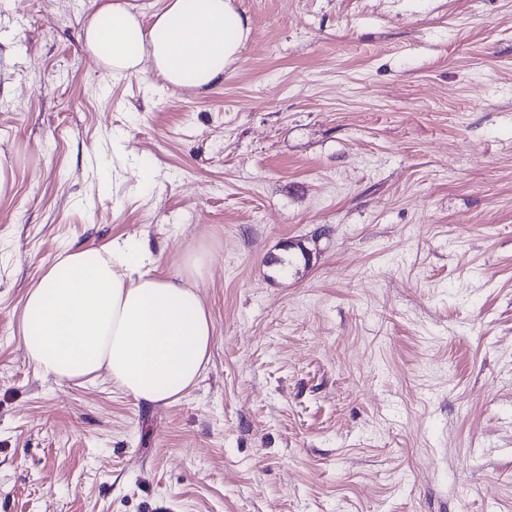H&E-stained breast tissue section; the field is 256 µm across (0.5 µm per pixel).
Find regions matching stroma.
I'll use <instances>...</instances> for the list:
<instances>
[{
    "label": "stroma",
    "mask_w": 512,
    "mask_h": 512,
    "mask_svg": "<svg viewBox=\"0 0 512 512\" xmlns=\"http://www.w3.org/2000/svg\"><path fill=\"white\" fill-rule=\"evenodd\" d=\"M236 3L199 93L97 67L101 0H0V512H512V0ZM117 238L208 255L168 405L21 343L30 286Z\"/></svg>",
    "instance_id": "35a3bbf8"
}]
</instances>
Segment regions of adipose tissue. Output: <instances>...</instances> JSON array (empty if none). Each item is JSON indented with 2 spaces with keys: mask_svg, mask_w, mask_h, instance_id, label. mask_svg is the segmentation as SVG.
<instances>
[{
  "mask_svg": "<svg viewBox=\"0 0 512 512\" xmlns=\"http://www.w3.org/2000/svg\"><path fill=\"white\" fill-rule=\"evenodd\" d=\"M85 47L112 77L153 70L174 89L223 82L250 33L234 0H167L143 28L130 0H104ZM141 245L69 249L28 289L21 341L42 375L60 382L108 376L137 400L169 404L201 378L214 326L193 283L207 269L192 251L170 277Z\"/></svg>",
  "mask_w": 512,
  "mask_h": 512,
  "instance_id": "obj_1",
  "label": "adipose tissue"
}]
</instances>
